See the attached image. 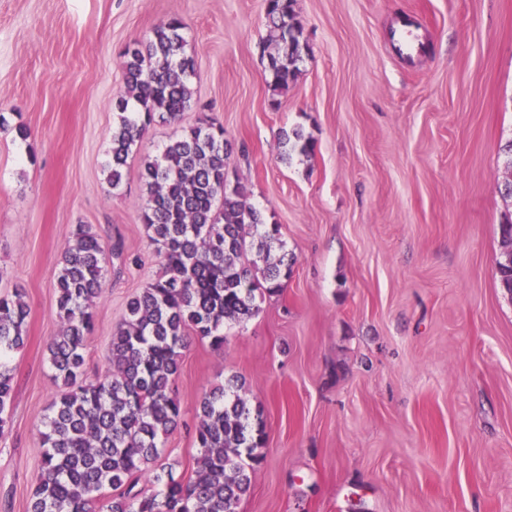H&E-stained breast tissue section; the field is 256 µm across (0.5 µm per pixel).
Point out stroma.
<instances>
[{
    "instance_id": "1",
    "label": "stroma",
    "mask_w": 512,
    "mask_h": 512,
    "mask_svg": "<svg viewBox=\"0 0 512 512\" xmlns=\"http://www.w3.org/2000/svg\"><path fill=\"white\" fill-rule=\"evenodd\" d=\"M309 54L268 85L264 0H0V294L23 289L26 347L0 439V512H26L59 388L48 343L77 225L107 245L85 376L106 369L128 300L161 264L140 218L146 158L201 116L228 178L280 226L293 273L260 311L190 339L162 461L194 476L196 405L231 377L267 440L238 512H512V297L498 225L511 204L512 0H296ZM197 60L194 104L148 128L120 190L105 162L128 47L172 17ZM407 18L427 46L393 49ZM29 131L27 140L16 126ZM302 128L311 157H279Z\"/></svg>"
}]
</instances>
